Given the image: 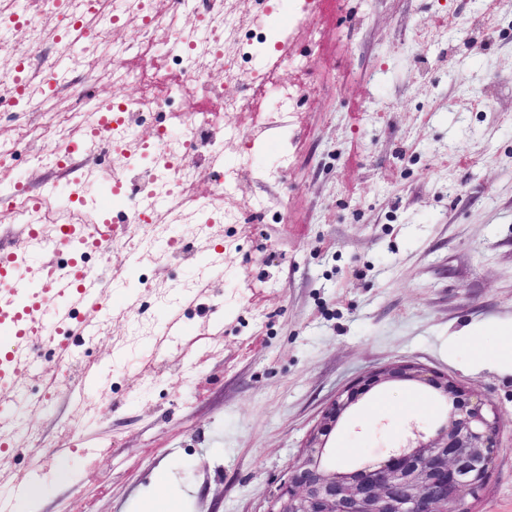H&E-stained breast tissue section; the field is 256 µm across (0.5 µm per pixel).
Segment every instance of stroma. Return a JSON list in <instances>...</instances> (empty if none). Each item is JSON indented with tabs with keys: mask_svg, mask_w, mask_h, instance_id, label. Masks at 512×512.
Returning <instances> with one entry per match:
<instances>
[{
	"mask_svg": "<svg viewBox=\"0 0 512 512\" xmlns=\"http://www.w3.org/2000/svg\"><path fill=\"white\" fill-rule=\"evenodd\" d=\"M481 13L468 41L407 48L437 15ZM314 53L316 90L282 178L256 187L278 212L241 225L237 249L159 266L170 290L116 288L91 312L109 333L80 347L94 385L53 412L0 392L47 457L0 456L46 494L10 512H142L167 472L182 512H265L326 406L395 362L447 374L500 418L492 473L470 512H512V0H334ZM466 152L470 166L443 157ZM197 282L187 298L183 286ZM140 304L158 333L127 343ZM444 413L427 391L366 394L331 435L336 463L387 458L411 423ZM83 424L56 452L62 423Z\"/></svg>",
	"mask_w": 512,
	"mask_h": 512,
	"instance_id": "obj_1",
	"label": "stroma"
}]
</instances>
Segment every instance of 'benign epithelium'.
<instances>
[{"label":"benign epithelium","instance_id":"benign-epithelium-1","mask_svg":"<svg viewBox=\"0 0 512 512\" xmlns=\"http://www.w3.org/2000/svg\"><path fill=\"white\" fill-rule=\"evenodd\" d=\"M428 389L444 411L426 432L412 425L386 459L336 469L327 446L341 417L373 388ZM500 423L494 407L456 381L414 364H394L340 393L289 465L265 512H468L489 477Z\"/></svg>","mask_w":512,"mask_h":512}]
</instances>
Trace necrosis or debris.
Wrapping results in <instances>:
<instances>
[{
    "instance_id": "1",
    "label": "necrosis or debris",
    "mask_w": 512,
    "mask_h": 512,
    "mask_svg": "<svg viewBox=\"0 0 512 512\" xmlns=\"http://www.w3.org/2000/svg\"><path fill=\"white\" fill-rule=\"evenodd\" d=\"M330 0H0V56L24 44L25 72H0V112H32L36 125L15 129L0 144V215L12 224L61 223L91 213L95 234L71 243L62 261L124 283L136 276L158 303L151 267L187 256L195 242L223 224H254L267 200L252 190L255 156L266 179H278L281 154L235 123L251 112L295 114L309 94L311 61L291 51L299 36L321 44L317 19ZM287 15L288 24L246 27L253 15ZM132 86L131 96L115 95ZM48 145L42 167L64 178L32 195L13 177L17 145ZM239 143L234 158L224 147ZM111 199L104 214L102 199ZM188 236L158 250L164 225Z\"/></svg>"
}]
</instances>
